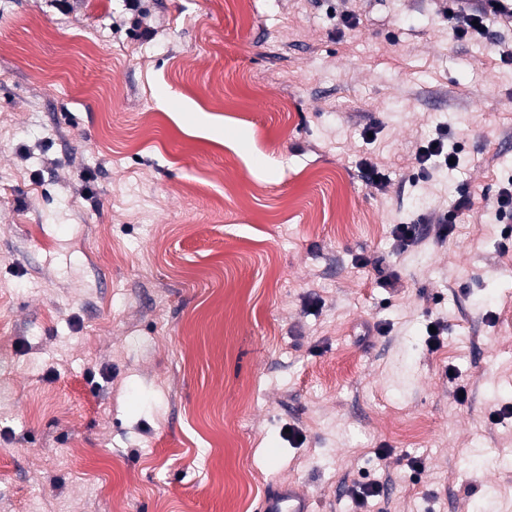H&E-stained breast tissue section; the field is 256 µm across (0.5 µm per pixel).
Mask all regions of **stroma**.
I'll use <instances>...</instances> for the list:
<instances>
[{"label":"stroma","instance_id":"1","mask_svg":"<svg viewBox=\"0 0 512 512\" xmlns=\"http://www.w3.org/2000/svg\"><path fill=\"white\" fill-rule=\"evenodd\" d=\"M141 10L0 0V512H512V26ZM436 144V147H433ZM454 158L455 163L450 164V159ZM419 165L421 174L427 169L428 164L445 167L448 170H454L460 165L459 148L457 144L448 145L447 134H440L432 139L426 146H422L415 157ZM259 512H314L312 495L294 482L276 480L259 504Z\"/></svg>","mask_w":512,"mask_h":512}]
</instances>
